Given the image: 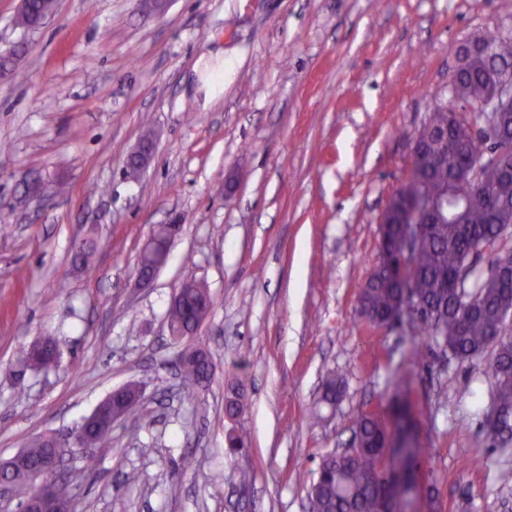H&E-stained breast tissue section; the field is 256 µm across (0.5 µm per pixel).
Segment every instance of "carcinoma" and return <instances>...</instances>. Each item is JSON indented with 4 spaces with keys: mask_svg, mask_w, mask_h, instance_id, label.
Segmentation results:
<instances>
[{
    "mask_svg": "<svg viewBox=\"0 0 512 512\" xmlns=\"http://www.w3.org/2000/svg\"><path fill=\"white\" fill-rule=\"evenodd\" d=\"M54 0H26L18 24L39 26ZM492 60L470 63L461 93L472 102L482 100L494 76L512 72V39H491ZM448 129V145L432 148L421 166L406 173L398 198L391 206L389 224L393 234L400 226L421 217L420 207L432 202L440 217L421 230L417 245L401 268L390 266L372 273L359 295L368 325H389L394 315L407 308L406 321L414 336L441 338L454 356L466 359L483 353L490 345L496 352L489 372L494 383L493 403L498 422L488 426L492 443L512 434V339L502 336L505 322L512 318V275L491 276L499 262L496 251L507 232H512V180L497 175L493 167L482 170V185L473 189L467 167L484 151L512 155V112L502 116L497 139L478 142L468 133L464 113L455 107L436 105L427 122L414 136L427 140L433 131ZM95 245L84 240L72 255L73 265L90 267ZM468 276L456 284L458 271ZM212 304L211 295L192 291L182 306L168 311L169 325L190 329L197 303ZM55 360L35 355L30 349L18 357V373L51 368ZM190 383L183 402H195V390L211 380L210 365L190 361L181 368ZM406 408L396 404L393 415L383 410L365 411L355 424L357 448L348 456L327 455L319 466L322 476L310 485L315 512H382L381 490L410 487L407 474L419 449L411 447ZM86 443L98 447L112 442V430H100L92 422H81ZM48 448L39 435L27 445L28 461L37 462Z\"/></svg>",
    "mask_w": 512,
    "mask_h": 512,
    "instance_id": "1",
    "label": "carcinoma"
}]
</instances>
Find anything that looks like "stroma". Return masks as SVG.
I'll list each match as a JSON object with an SVG mask.
<instances>
[{
	"instance_id": "35a3bbf8",
	"label": "stroma",
	"mask_w": 512,
	"mask_h": 512,
	"mask_svg": "<svg viewBox=\"0 0 512 512\" xmlns=\"http://www.w3.org/2000/svg\"><path fill=\"white\" fill-rule=\"evenodd\" d=\"M499 3L173 0L156 15L142 0H58L26 31L19 0H0V49L22 48L0 75V458L135 382L142 404L78 487L85 512H307L321 457L397 396L420 450L398 512H512V442L487 437L494 349L461 360L427 337L412 363L402 327L369 329L358 310L414 131L466 46L512 39ZM215 54L224 90L208 98L194 67ZM148 131L154 157L128 180ZM159 224L180 231L142 286ZM89 235L79 272L72 246ZM189 280L214 299L199 335L214 373L193 411L166 322ZM44 336L56 364L17 378L18 350ZM331 375L332 407L319 403ZM233 387L245 411L231 419ZM233 432L244 448L230 450ZM187 456L200 475L177 474Z\"/></svg>"
}]
</instances>
